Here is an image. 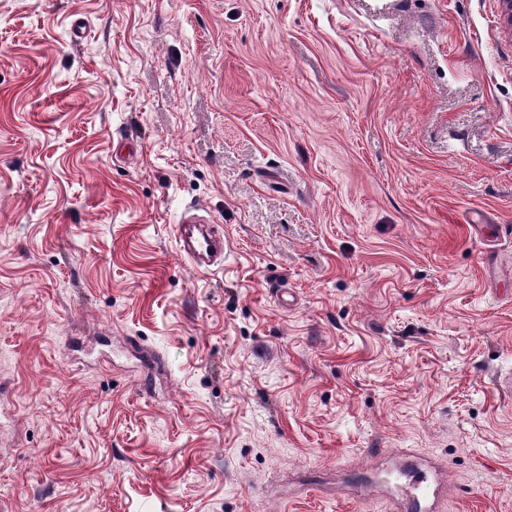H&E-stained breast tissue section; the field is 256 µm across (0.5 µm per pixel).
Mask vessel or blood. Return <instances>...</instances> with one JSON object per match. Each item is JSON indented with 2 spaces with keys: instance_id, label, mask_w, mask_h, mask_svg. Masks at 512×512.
Instances as JSON below:
<instances>
[{
  "instance_id": "vessel-or-blood-1",
  "label": "vessel or blood",
  "mask_w": 512,
  "mask_h": 512,
  "mask_svg": "<svg viewBox=\"0 0 512 512\" xmlns=\"http://www.w3.org/2000/svg\"><path fill=\"white\" fill-rule=\"evenodd\" d=\"M177 237L182 255L193 268L223 265L224 233L218 226L200 223L190 214L178 225ZM380 482L397 493L400 512H436L444 492L432 470L400 458L390 463Z\"/></svg>"
}]
</instances>
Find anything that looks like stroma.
Instances as JSON below:
<instances>
[{
  "label": "stroma",
  "instance_id": "1",
  "mask_svg": "<svg viewBox=\"0 0 512 512\" xmlns=\"http://www.w3.org/2000/svg\"><path fill=\"white\" fill-rule=\"evenodd\" d=\"M506 377L498 0H0V512H512ZM198 216H185L177 226L181 254L195 269L224 263V232L216 225L201 224ZM379 483L399 495L397 510L405 512L437 511L445 489L432 470L401 458L390 463Z\"/></svg>",
  "mask_w": 512,
  "mask_h": 512
}]
</instances>
